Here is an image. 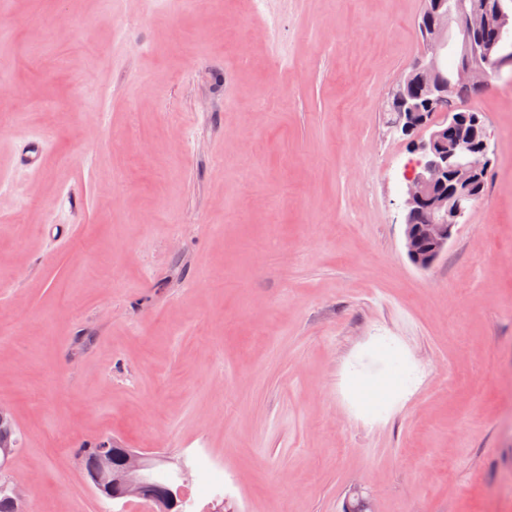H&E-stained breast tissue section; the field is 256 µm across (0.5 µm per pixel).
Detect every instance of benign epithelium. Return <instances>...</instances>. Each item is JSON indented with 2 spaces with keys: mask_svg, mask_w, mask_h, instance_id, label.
<instances>
[{
  "mask_svg": "<svg viewBox=\"0 0 512 512\" xmlns=\"http://www.w3.org/2000/svg\"><path fill=\"white\" fill-rule=\"evenodd\" d=\"M424 38L413 69L405 70L387 101L402 103L395 127L416 134L414 158L404 174V247L410 262L427 271L448 251L452 229L471 211L474 189L488 174L491 158L481 113L466 112L448 97L459 83L480 82L490 72L512 73V0H496L493 11L478 25L474 14L457 0H424ZM491 28L495 39L483 41L480 29ZM11 410L0 407V472L17 451ZM105 441L98 467L87 473L98 496L148 501L164 512L175 492L147 481L160 466L182 463L168 456L150 457L132 448L124 451V468L112 472V447ZM13 512H29L25 484L8 479Z\"/></svg>",
  "mask_w": 512,
  "mask_h": 512,
  "instance_id": "7a95c632",
  "label": "benign epithelium"
}]
</instances>
